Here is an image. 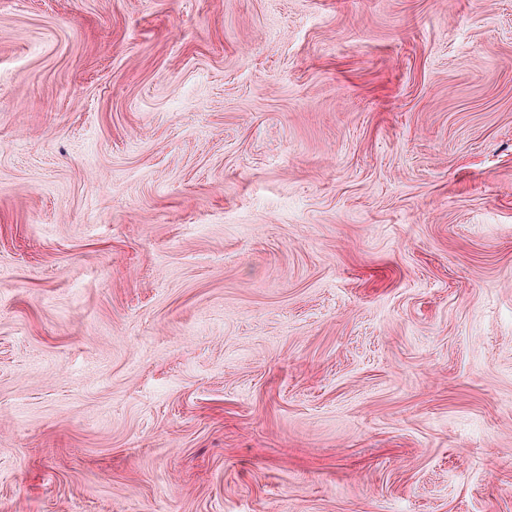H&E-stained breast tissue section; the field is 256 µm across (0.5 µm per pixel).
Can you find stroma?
<instances>
[{
  "label": "stroma",
  "mask_w": 512,
  "mask_h": 512,
  "mask_svg": "<svg viewBox=\"0 0 512 512\" xmlns=\"http://www.w3.org/2000/svg\"><path fill=\"white\" fill-rule=\"evenodd\" d=\"M0 512H512V0H0Z\"/></svg>",
  "instance_id": "1"
}]
</instances>
